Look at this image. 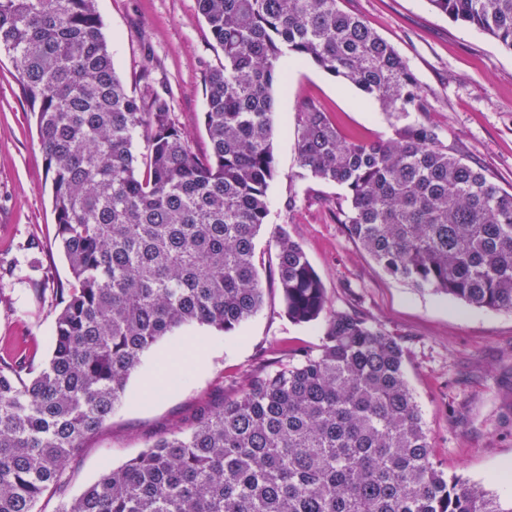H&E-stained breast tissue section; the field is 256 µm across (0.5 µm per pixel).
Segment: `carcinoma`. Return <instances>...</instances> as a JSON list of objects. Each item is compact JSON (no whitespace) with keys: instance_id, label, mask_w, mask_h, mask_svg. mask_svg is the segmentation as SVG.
I'll return each mask as SVG.
<instances>
[{"instance_id":"cac0c4a2","label":"carcinoma","mask_w":512,"mask_h":512,"mask_svg":"<svg viewBox=\"0 0 512 512\" xmlns=\"http://www.w3.org/2000/svg\"><path fill=\"white\" fill-rule=\"evenodd\" d=\"M512 51V0H428ZM224 52L209 70V151L195 154L158 92L119 78L96 0H0L45 154L56 241L70 269L41 368L0 357V512L65 494L82 439L118 407L159 340L228 335L262 307L256 239L268 213L273 91L311 60L377 101L385 140L340 135L308 103L301 166L346 191L339 222L388 276L481 309L512 310V190L420 120L430 101L395 48L338 0H197ZM146 151L135 149L137 140ZM276 277L289 321L324 320L315 349L245 378L240 397L104 468L60 512H512L433 459L405 350L364 315L336 311L283 228Z\"/></svg>"}]
</instances>
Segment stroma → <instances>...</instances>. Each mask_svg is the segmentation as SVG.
I'll use <instances>...</instances> for the list:
<instances>
[{"label": "stroma", "mask_w": 512, "mask_h": 512, "mask_svg": "<svg viewBox=\"0 0 512 512\" xmlns=\"http://www.w3.org/2000/svg\"><path fill=\"white\" fill-rule=\"evenodd\" d=\"M340 6L407 61L432 103L424 119L443 142L460 146L512 188V52L438 13L428 0H340ZM97 9L128 89L167 95L194 151L207 153L205 75L224 54L196 0H97ZM304 101L324 108L343 136L373 141L391 133L378 103L353 85L311 62L289 68L274 93L276 175L256 241L260 311L229 336L193 326L181 330L178 343L153 346L122 405L84 440L67 472L68 495L79 494L104 464L121 465L185 425L202 404L236 396L247 375L285 351L320 343L322 322L298 326L285 313L274 273L284 229L306 252L333 308L359 311L404 346V374L439 468L512 498V311L472 308L384 274L336 220L342 189L303 174L297 128ZM55 232L36 121L12 60L0 54V349L31 355L38 366L51 356L56 312L35 290L71 279L53 246ZM184 365L189 372L181 386L151 394L165 370Z\"/></svg>", "instance_id": "obj_1"}]
</instances>
